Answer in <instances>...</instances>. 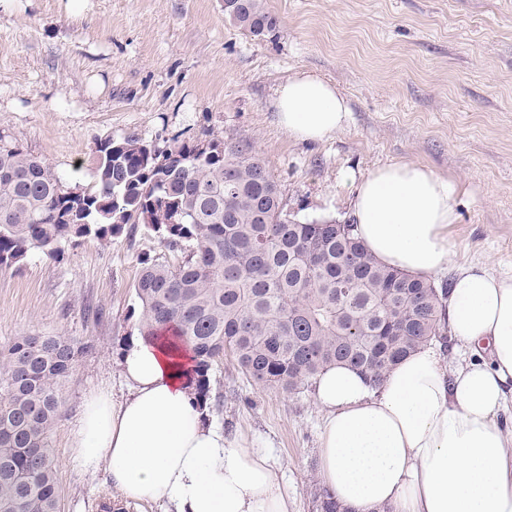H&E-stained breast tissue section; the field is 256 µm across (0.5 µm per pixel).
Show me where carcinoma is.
<instances>
[{"instance_id":"cac0c4a2","label":"carcinoma","mask_w":512,"mask_h":512,"mask_svg":"<svg viewBox=\"0 0 512 512\" xmlns=\"http://www.w3.org/2000/svg\"><path fill=\"white\" fill-rule=\"evenodd\" d=\"M229 20L255 37L276 30L264 0H230ZM135 132L98 146V186L74 195L45 160L0 140V269L32 251L54 255L87 237L108 242L144 222L177 254L141 257L139 330L190 346L207 371L231 353L251 383L289 394L328 364L378 384L422 345L447 344L448 283L379 264L352 225L301 221L280 209L281 185L248 146L202 156L196 140L144 154ZM88 345L70 336H16L0 348V505L59 512L49 435Z\"/></svg>"}]
</instances>
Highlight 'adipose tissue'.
<instances>
[{
  "label": "adipose tissue",
  "mask_w": 512,
  "mask_h": 512,
  "mask_svg": "<svg viewBox=\"0 0 512 512\" xmlns=\"http://www.w3.org/2000/svg\"><path fill=\"white\" fill-rule=\"evenodd\" d=\"M275 106L304 142L350 118L337 87L306 71L279 85ZM351 194L353 232L382 264L421 277L445 269L458 220L448 179L402 162L353 181ZM448 330L465 349L456 368L427 345L375 387L342 365L317 376L319 474L343 512H512V438L499 423L512 406V275L457 269ZM119 366L126 396L93 390L78 415L72 453L84 473L165 512H292L271 454L208 420L188 351L134 336Z\"/></svg>",
  "instance_id": "1"
}]
</instances>
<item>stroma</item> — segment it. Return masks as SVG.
<instances>
[{"label":"stroma","mask_w":512,"mask_h":512,"mask_svg":"<svg viewBox=\"0 0 512 512\" xmlns=\"http://www.w3.org/2000/svg\"><path fill=\"white\" fill-rule=\"evenodd\" d=\"M273 35L235 27L224 0H15L0 6V132L49 163L66 186L93 188L101 139L136 132L161 147L217 136L265 161L300 220L350 223L347 175L415 162L457 189L448 227L453 265L512 274V0H266ZM310 71L338 86L351 118L317 143L289 138L278 86ZM171 254L137 228L102 245L29 255L0 270V346L23 334L90 343L73 371L51 434L60 512H99L112 489L72 458L84 396L108 385L121 398L118 356L139 333L134 291L142 255ZM102 309L88 318L87 305ZM223 395L213 422L263 442L284 473L294 512L322 490L312 391L252 385L224 359L210 372Z\"/></svg>","instance_id":"obj_1"}]
</instances>
